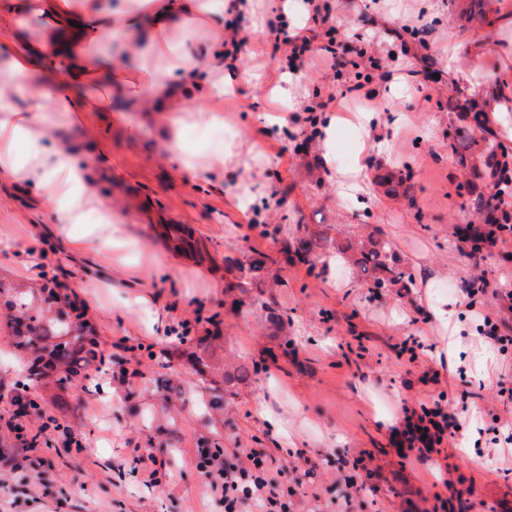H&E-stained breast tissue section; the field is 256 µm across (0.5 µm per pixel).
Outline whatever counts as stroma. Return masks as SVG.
<instances>
[{
    "label": "stroma",
    "mask_w": 512,
    "mask_h": 512,
    "mask_svg": "<svg viewBox=\"0 0 512 512\" xmlns=\"http://www.w3.org/2000/svg\"><path fill=\"white\" fill-rule=\"evenodd\" d=\"M326 9L310 34L312 49L297 72L300 108L286 113L273 90L288 69L289 47L275 41L276 11L259 0L263 27L249 19L237 27L248 43L237 56L234 92L224 96V122L253 152L244 168L227 169L209 185L196 183L166 162L161 115L86 112L70 133L95 131L110 162L98 190L111 199L139 243L124 266L97 259L80 266L55 253L70 298L84 301L110 362L90 365L66 386L55 378L28 381L13 347L17 304L53 317L45 281L17 280L0 264V512H224L197 468L200 441L222 438L232 466L249 449L267 453L295 489L293 512H413L423 498L443 492V478L472 485L459 512H512V450L493 443L500 422L512 421V348L500 351L476 330L490 314L512 320L492 295L468 297L477 277L512 290V237L474 264L455 231L480 218L474 198L494 182H468L449 148L468 121L459 105L481 104L512 89V0H442L428 17L418 0H322ZM341 36L365 35L382 67L368 71L364 89L382 120L353 138L348 125L361 109L338 95L339 85L321 51L328 27ZM404 30L396 39L395 30ZM324 101L344 118L332 149L313 136L308 105ZM284 114L282 130L266 116ZM361 170L366 189L344 197L343 172ZM407 179L388 195L380 177ZM263 195L242 206L240 183ZM48 206L24 190L0 187V255L15 261L40 254L41 236L53 231ZM381 230L399 265L415 279L411 291L374 293L338 247ZM323 238L314 266L290 261L285 245ZM159 288L171 322L186 334L152 335L138 311L120 308L125 281ZM453 305L459 327L460 377L447 386L462 439L492 460L483 469L449 448L442 465L397 456L391 434L402 407L416 408L434 386L420 383L431 354L448 331L430 320L433 309ZM29 384L40 402L26 419L38 433L56 417L83 440L82 449L58 441L24 447L8 425L14 398ZM224 401L214 405L215 393ZM287 415L296 440L284 448L255 415L258 404ZM233 421L226 429L225 421ZM358 457L356 485L347 487L339 460ZM160 463L157 482L144 468Z\"/></svg>",
    "instance_id": "stroma-1"
}]
</instances>
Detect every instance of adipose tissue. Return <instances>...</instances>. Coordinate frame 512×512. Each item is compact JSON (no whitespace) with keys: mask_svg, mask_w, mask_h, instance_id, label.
Segmentation results:
<instances>
[{"mask_svg":"<svg viewBox=\"0 0 512 512\" xmlns=\"http://www.w3.org/2000/svg\"><path fill=\"white\" fill-rule=\"evenodd\" d=\"M256 0H0V184L33 191L55 208L56 231L74 262L136 249L124 220L99 194L96 168L52 134L108 112L120 94L133 112H163L172 135L166 161L210 183L239 163L238 144L189 145L188 121L220 132L217 100L236 81L224 12L255 15Z\"/></svg>","mask_w":512,"mask_h":512,"instance_id":"obj_1","label":"adipose tissue"}]
</instances>
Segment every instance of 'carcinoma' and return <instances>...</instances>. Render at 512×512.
Returning <instances> with one entry per match:
<instances>
[{
  "label": "carcinoma",
  "instance_id": "cac0c4a2",
  "mask_svg": "<svg viewBox=\"0 0 512 512\" xmlns=\"http://www.w3.org/2000/svg\"><path fill=\"white\" fill-rule=\"evenodd\" d=\"M469 133L459 134L450 144L452 153L462 166H470L474 179L481 180L491 171L498 175L494 179L504 182L512 180V168L508 162V147L500 142L489 126L486 113L474 111L468 116ZM317 243L312 239H302L290 248L291 258L309 266H314L317 259ZM392 249L391 243L379 238L368 237V241L358 247V257L354 265L359 276L372 285L374 289L412 285V275L388 260ZM69 314L63 310L56 312V317L48 324H43L41 317L32 315L27 309L18 311L14 318L16 339L15 350L23 355L34 352L30 360V380L41 378L47 371L59 370L63 376L62 384L79 374L80 370L96 359L103 358V352L94 336L84 332L65 341L69 333Z\"/></svg>",
  "mask_w": 512,
  "mask_h": 512
}]
</instances>
